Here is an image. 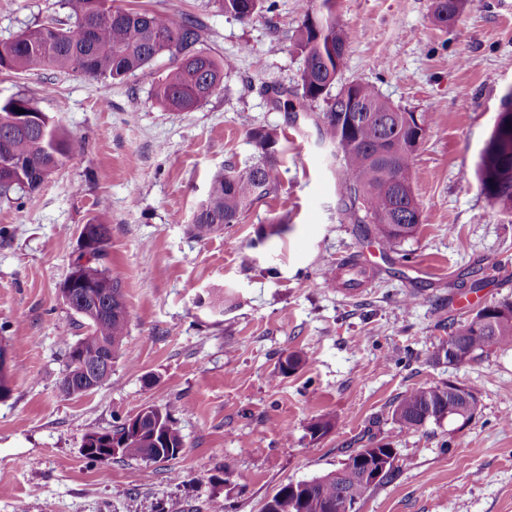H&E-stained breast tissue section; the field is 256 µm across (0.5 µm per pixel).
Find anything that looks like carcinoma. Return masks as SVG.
<instances>
[{
	"mask_svg": "<svg viewBox=\"0 0 512 512\" xmlns=\"http://www.w3.org/2000/svg\"><path fill=\"white\" fill-rule=\"evenodd\" d=\"M217 9L241 21L265 10L266 0H212ZM64 19L29 28L0 44V71L28 74L47 69L77 70L100 81H116L145 71L156 58L168 55L173 65L154 84L156 101L172 110H192L217 95L227 59L205 49L204 31L193 19L167 12L112 6V0H61ZM348 35L336 14V0H320L292 35V47L304 58L296 97L302 102L323 101L315 117L320 144L324 145L340 179L341 211L389 247L411 236L419 221V203L413 191L412 164L418 146L416 131L428 133L430 118L402 109L383 97L376 87L351 81L336 87L345 67ZM353 92L356 111H345L344 90ZM39 113L32 127L12 122L15 109ZM248 136L257 155L248 167L226 169L213 176L206 198L193 212L190 233L204 238L239 222L261 203L275 200L280 191L277 167L285 163L286 149L274 128L249 125ZM73 152L67 133L48 114L39 111L32 97L18 94L0 101V199L18 200L38 190L45 179L65 164ZM476 175L482 193L499 206L512 200V119L496 123L481 152ZM111 238L106 213L88 220L80 234L81 255L59 284L73 294L71 310L87 328L73 341L61 338L68 358L60 383L67 395L80 396L112 379V369L98 370L84 380V370L117 353L127 333L128 311L118 277L102 266ZM112 291V303L101 304L91 315V301ZM512 348V302L486 305L459 325L443 342L444 358L455 368L470 365L491 349ZM464 399L443 387L406 391L392 409V421L401 430H414L426 422L468 420ZM86 445L118 448L113 458L150 462L175 458L184 446L176 419L167 410L148 406L110 431H91ZM370 486L360 470L344 462L338 471L308 481L288 483L266 501L263 512H332L336 502L357 503Z\"/></svg>",
	"mask_w": 512,
	"mask_h": 512,
	"instance_id": "cac0c4a2",
	"label": "carcinoma"
}]
</instances>
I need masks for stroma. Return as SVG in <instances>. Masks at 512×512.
Listing matches in <instances>:
<instances>
[{
    "mask_svg": "<svg viewBox=\"0 0 512 512\" xmlns=\"http://www.w3.org/2000/svg\"><path fill=\"white\" fill-rule=\"evenodd\" d=\"M55 0H0V42L54 16ZM241 21L212 0H114L197 18L204 49L230 58L223 90L191 111L153 97L168 56L115 83L76 71L0 72V100L34 97L74 142L32 195L0 200V345L12 360L0 400V512H262L283 485L336 470L349 451L395 450L391 478L356 512H512V349L454 369L436 362L450 323L512 301V215L482 194L476 168L512 90V0H474L452 28L433 0H336L349 46L343 81L433 125L413 162L416 234L389 250L337 210V175L316 142L322 103L294 94L304 60L291 37L317 0H268ZM284 94L273 102L267 87ZM277 129L288 149L278 198L205 239L186 225L213 175L250 164L241 124ZM111 224L128 332L112 381L69 397L62 334L83 336L59 295L89 218ZM287 229L268 233L271 211ZM376 271L347 295L323 285L337 257ZM224 298L217 315L201 299ZM291 353L303 357L281 373ZM478 397L468 421L399 430L407 390L447 383ZM174 414L184 447L166 462L92 464L88 432L141 408ZM333 428L311 439L310 425Z\"/></svg>",
    "mask_w": 512,
    "mask_h": 512,
    "instance_id": "1",
    "label": "stroma"
}]
</instances>
